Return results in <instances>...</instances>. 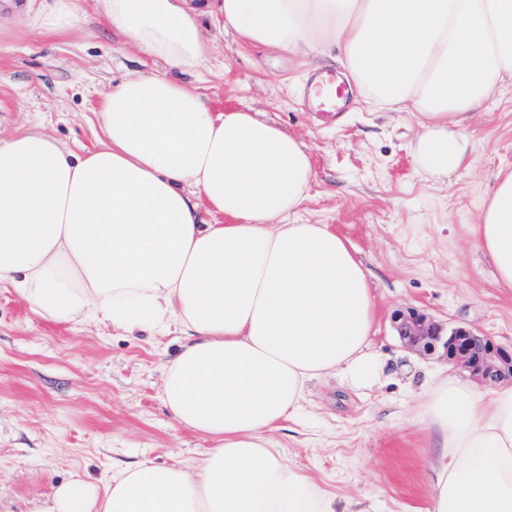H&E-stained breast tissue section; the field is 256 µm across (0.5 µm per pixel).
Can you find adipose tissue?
I'll list each match as a JSON object with an SVG mask.
<instances>
[{"label":"adipose tissue","instance_id":"adipose-tissue-1","mask_svg":"<svg viewBox=\"0 0 512 512\" xmlns=\"http://www.w3.org/2000/svg\"><path fill=\"white\" fill-rule=\"evenodd\" d=\"M154 62L100 103L94 149L36 128L0 139V285L44 318L185 336L161 393L210 441L196 467L143 461L102 484H60L36 512H348L270 438L313 380L378 382L363 262L326 224L294 222L313 166L287 130L211 111L192 82L208 59L192 0H97ZM224 30L253 46L338 50L351 89L413 112V154L436 181L469 152L465 122L512 87V0H221ZM223 215L198 220L200 205ZM475 235L512 289V170ZM417 417L436 461L427 512H512V386L483 392L447 375Z\"/></svg>","mask_w":512,"mask_h":512}]
</instances>
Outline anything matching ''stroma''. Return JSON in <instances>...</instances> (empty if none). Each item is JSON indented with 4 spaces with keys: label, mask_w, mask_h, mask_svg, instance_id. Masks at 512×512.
<instances>
[{
    "label": "stroma",
    "mask_w": 512,
    "mask_h": 512,
    "mask_svg": "<svg viewBox=\"0 0 512 512\" xmlns=\"http://www.w3.org/2000/svg\"><path fill=\"white\" fill-rule=\"evenodd\" d=\"M52 6L0 0V137L37 126L91 149L102 97L156 64L106 25L95 0H75L73 31L39 33L35 21ZM222 24L216 13L201 18L210 54L197 85L214 110L258 113L304 144L314 177L300 219L330 225L352 245L372 288L375 347L389 367L416 372L412 384L398 376L365 389L314 381L274 441L354 512H426L434 457L416 412L425 382L451 367L442 354L405 347L392 317L413 307L442 327L512 344V291L496 286L474 233L498 173L512 169V88L465 125L466 164L436 182L414 161L413 113L377 111L358 97L330 114L308 107L313 74L340 69L333 50L243 46ZM178 338L54 322L1 285L0 512H28L75 474L97 483L146 459L198 463L209 441L179 425L161 397Z\"/></svg>",
    "instance_id": "35a3bbf8"
}]
</instances>
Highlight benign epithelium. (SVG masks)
<instances>
[{
  "mask_svg": "<svg viewBox=\"0 0 512 512\" xmlns=\"http://www.w3.org/2000/svg\"><path fill=\"white\" fill-rule=\"evenodd\" d=\"M393 323L400 341L413 350L424 354L441 350L448 363L486 384L512 379V349L499 346L469 328L445 331L415 309L396 313Z\"/></svg>",
  "mask_w": 512,
  "mask_h": 512,
  "instance_id": "obj_1",
  "label": "benign epithelium"
}]
</instances>
